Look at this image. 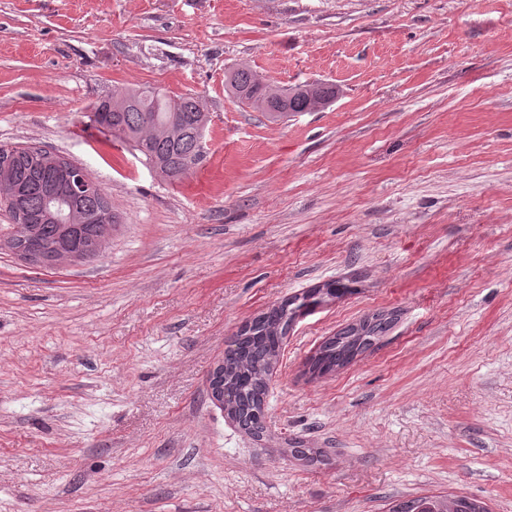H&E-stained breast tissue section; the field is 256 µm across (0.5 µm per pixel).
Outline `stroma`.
I'll list each match as a JSON object with an SVG mask.
<instances>
[{
  "label": "stroma",
  "instance_id": "35a3bbf8",
  "mask_svg": "<svg viewBox=\"0 0 512 512\" xmlns=\"http://www.w3.org/2000/svg\"><path fill=\"white\" fill-rule=\"evenodd\" d=\"M239 64L340 94L272 121L225 89ZM136 86L211 115L182 181L87 124ZM1 143L83 165L117 222L76 266L0 247V512H512V0H0ZM329 282L353 292L292 325L246 435L210 373ZM390 326L389 317L376 314L345 327L336 336L327 338L309 362L312 376L322 378L346 366L374 346L388 332ZM434 511H422L423 508ZM389 512H489L483 503L465 496H430L408 499L394 504Z\"/></svg>",
  "mask_w": 512,
  "mask_h": 512
}]
</instances>
